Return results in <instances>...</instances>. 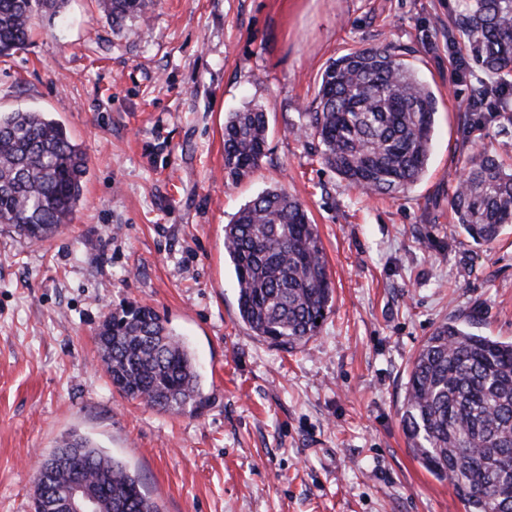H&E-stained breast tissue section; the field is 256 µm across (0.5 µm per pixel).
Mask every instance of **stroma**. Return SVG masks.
I'll use <instances>...</instances> for the list:
<instances>
[{"label": "stroma", "mask_w": 512, "mask_h": 512, "mask_svg": "<svg viewBox=\"0 0 512 512\" xmlns=\"http://www.w3.org/2000/svg\"><path fill=\"white\" fill-rule=\"evenodd\" d=\"M459 0H155L112 26L97 0L32 17L0 58V111L65 125L89 171L74 223L42 243L0 224V512H32L42 456L76 432L162 512H466L401 423L410 362L455 320L512 340V224L491 246L449 198L475 143L512 167V119H459ZM386 45L439 98L428 170L397 197L348 185L298 132L329 61ZM263 106L266 155L224 176V117ZM307 207L334 285L317 336L287 348L239 320L224 226L266 188ZM154 307L193 352L206 405L173 414L115 390L96 329Z\"/></svg>", "instance_id": "35a3bbf8"}]
</instances>
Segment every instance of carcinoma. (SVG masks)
Returning <instances> with one entry per match:
<instances>
[{"label": "carcinoma", "mask_w": 512, "mask_h": 512, "mask_svg": "<svg viewBox=\"0 0 512 512\" xmlns=\"http://www.w3.org/2000/svg\"><path fill=\"white\" fill-rule=\"evenodd\" d=\"M67 0H0V57L23 50L35 9L60 13ZM153 0H99L112 23L147 14ZM485 78L475 87L465 127L512 75V0H462L450 32ZM437 98L413 68L385 46L329 62L315 107L300 126L322 146L323 163L349 185L396 197L425 173ZM268 119L255 105L224 122V172L253 175L265 157ZM463 184L449 199L456 224L490 245L512 224V169L488 151L464 158ZM88 158L48 113L0 112V224L31 242L74 221ZM224 252L238 289L240 320L283 347L317 335L333 299L322 241L303 202L282 186L265 189L224 225ZM112 386L164 412L203 405L201 375L189 348L153 307L108 311L96 332ZM402 422L408 446L434 476L448 480L467 512H512V342L443 322L411 362ZM80 476L98 485L112 512H161L138 477L89 438L74 433L44 459L36 485Z\"/></svg>", "instance_id": "carcinoma-1"}]
</instances>
